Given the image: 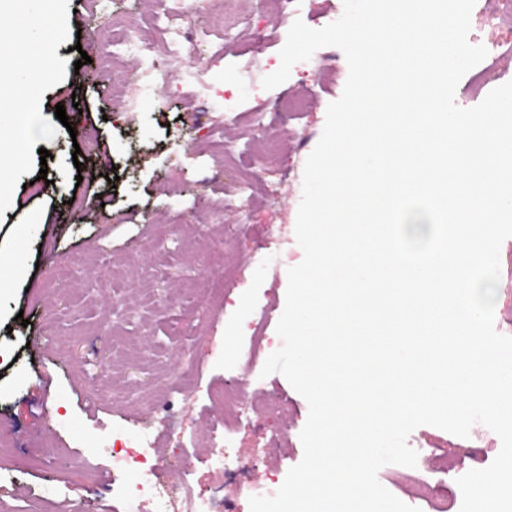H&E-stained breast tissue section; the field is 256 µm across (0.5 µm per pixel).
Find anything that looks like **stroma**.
<instances>
[{
  "label": "stroma",
  "mask_w": 512,
  "mask_h": 512,
  "mask_svg": "<svg viewBox=\"0 0 512 512\" xmlns=\"http://www.w3.org/2000/svg\"><path fill=\"white\" fill-rule=\"evenodd\" d=\"M46 23L62 30L54 80L33 86L46 120L33 139L0 140L11 167L0 168V258L18 268L0 287V512H128L112 494V458L126 454L128 421L150 427L148 464L173 460L159 481L213 487L210 437L224 431L229 404L216 390L240 387L242 416L233 434L241 459H254L248 480L277 491L303 458L300 432L308 404L286 378L262 368L281 340L288 268L303 250L295 225L305 162L318 143L328 105L348 77L343 52L326 68L296 63L278 87L264 76L280 65L288 29L265 0H238V21L183 57L187 69L208 68L216 106L197 121L199 100H185L180 72L159 81L157 93L129 108L122 80L149 59L112 56L114 26L155 20L167 24L174 0H57ZM275 41L251 63L253 34ZM468 40L488 50L481 91L471 76L454 101L470 108L512 81L502 58L512 50V15L503 0H476ZM89 56L81 64V56ZM305 101L302 112H281L283 97ZM235 111H223L225 98ZM78 105L82 121L68 132L56 104ZM265 108L256 117L253 108ZM232 156H225V142ZM49 152L41 159L39 149ZM96 167L91 185L78 168ZM46 180H39L40 168ZM261 184L241 195L242 181ZM235 220L225 233V219ZM275 254L266 268L253 259ZM495 328L512 333V238L500 248ZM195 378L190 405L171 411L179 373ZM412 439L433 449L425 466L448 454L471 470L475 448L494 451L492 436L460 438L424 425ZM285 444L284 462L268 450Z\"/></svg>",
  "instance_id": "stroma-1"
}]
</instances>
